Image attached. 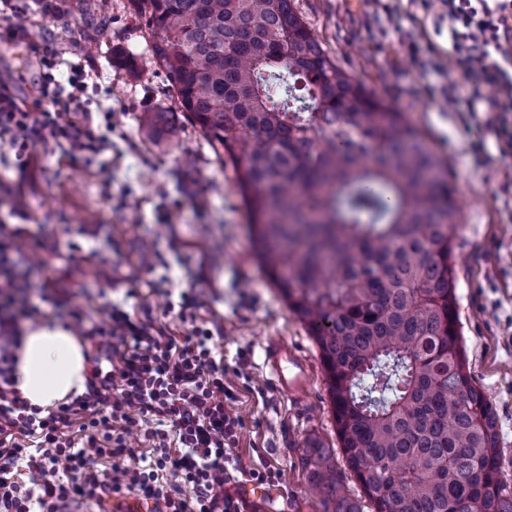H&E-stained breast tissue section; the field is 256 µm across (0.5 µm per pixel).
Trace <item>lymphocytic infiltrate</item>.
I'll use <instances>...</instances> for the list:
<instances>
[{"instance_id":"1","label":"lymphocytic infiltrate","mask_w":512,"mask_h":512,"mask_svg":"<svg viewBox=\"0 0 512 512\" xmlns=\"http://www.w3.org/2000/svg\"><path fill=\"white\" fill-rule=\"evenodd\" d=\"M448 19L456 57L476 78L452 98L461 112L487 100L490 119L480 127L501 156H512V0H426ZM496 91L485 99L484 88ZM87 74L73 69L66 82L44 75L38 110L20 106L0 85V141L15 152L20 173L35 166L37 145H65L74 158L99 154L103 140L88 107ZM199 292L180 295L178 315L193 321L186 336L131 316L120 305L89 335L112 340L109 369L93 367L84 394L39 416L14 390L16 349L23 323H38L40 310L15 295L0 297V512H62L70 503L135 495L157 512H247L238 495L240 477L278 486L267 465L243 469L234 452L243 422L234 405L212 329L197 325ZM147 423L151 453L135 448L133 427Z\"/></svg>"}]
</instances>
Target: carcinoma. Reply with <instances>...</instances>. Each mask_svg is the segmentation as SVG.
Wrapping results in <instances>:
<instances>
[{"mask_svg": "<svg viewBox=\"0 0 512 512\" xmlns=\"http://www.w3.org/2000/svg\"><path fill=\"white\" fill-rule=\"evenodd\" d=\"M180 110L229 157L258 257L326 370L375 512H512L493 406L457 327L458 204L404 113L338 67L292 0H130ZM162 112L141 126L159 132ZM323 512H361L320 441Z\"/></svg>", "mask_w": 512, "mask_h": 512, "instance_id": "1", "label": "carcinoma"}]
</instances>
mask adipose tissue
I'll list each match as a JSON object with an SVG mask.
<instances>
[{"label":"adipose tissue","mask_w":512,"mask_h":512,"mask_svg":"<svg viewBox=\"0 0 512 512\" xmlns=\"http://www.w3.org/2000/svg\"><path fill=\"white\" fill-rule=\"evenodd\" d=\"M17 388L31 406L50 411L83 393L88 379L85 346L60 325L36 324L21 339Z\"/></svg>","instance_id":"obj_1"}]
</instances>
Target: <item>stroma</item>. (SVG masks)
Instances as JSON below:
<instances>
[{
  "label": "stroma",
  "instance_id": "35a3bbf8",
  "mask_svg": "<svg viewBox=\"0 0 512 512\" xmlns=\"http://www.w3.org/2000/svg\"><path fill=\"white\" fill-rule=\"evenodd\" d=\"M294 8L328 56L378 99L405 112L445 163L460 204L456 229L455 295L467 363L498 418L501 465L512 486V158L494 144L474 152L464 113L448 95L473 75L458 60L439 73L423 69L416 54L448 49V33L420 0H293ZM28 54L0 40V82L19 99L36 96L43 56L56 77L80 65L95 73L92 111L112 115L103 151L86 161L54 147L37 151L34 172L19 177L15 152L0 143V183L21 182L27 218L18 220L0 192V225H22L26 237L0 288L25 284L46 321L56 319L40 300L43 271L25 256L38 249L64 282L72 305L89 322L106 320L107 303H122L142 319L166 324L176 336L191 323L168 305L179 290L200 292V318L217 324L227 380L243 419L235 451L245 468L264 462L280 473L278 487L255 502L256 512H323L309 495L303 455L313 439L336 449V471L362 512H374L363 486L339 449L320 352L306 325L291 311L254 251L249 219L231 162L218 159L198 128L179 114L177 93L150 55L153 36L129 0H56L52 11L32 15ZM121 50L134 72L117 70ZM146 112H167L172 124L158 137L141 131ZM155 244L161 264L141 265L144 244ZM288 342L307 360L312 383L306 405L292 404L263 364V340Z\"/></svg>",
  "mask_w": 512,
  "mask_h": 512
}]
</instances>
